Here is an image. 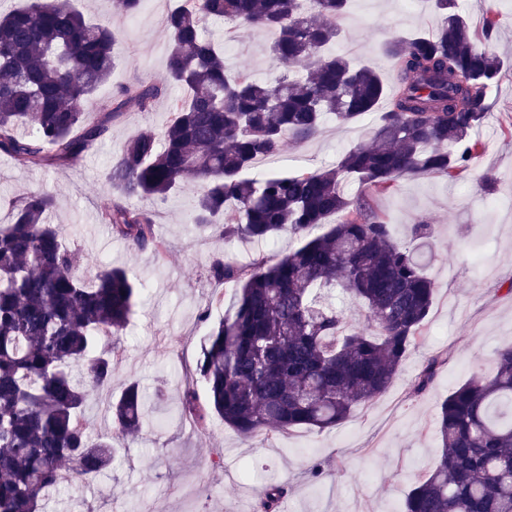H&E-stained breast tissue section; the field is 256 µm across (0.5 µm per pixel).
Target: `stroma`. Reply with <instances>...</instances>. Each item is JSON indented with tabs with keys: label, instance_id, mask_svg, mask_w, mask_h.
Returning <instances> with one entry per match:
<instances>
[{
	"label": "stroma",
	"instance_id": "35a3bbf8",
	"mask_svg": "<svg viewBox=\"0 0 512 512\" xmlns=\"http://www.w3.org/2000/svg\"><path fill=\"white\" fill-rule=\"evenodd\" d=\"M472 23L486 9L496 10L501 24L494 46L512 57V0H462ZM174 0H144L132 17L113 11L112 0H82L86 16L110 18L120 31L114 47L117 65L99 88L95 102L104 104L124 85L154 83L165 75L168 41L164 18ZM440 24L429 0H352L342 20L344 37L335 51L380 67L393 79L382 46L393 38L430 34ZM205 39L225 43L231 66L255 78L270 75L265 47L268 33L228 32L224 23L207 21ZM170 87L152 111H126L108 137L83 158L63 168H25L0 155V222L26 193L57 194L51 221L63 225L69 242L83 256L80 269L93 276L97 266L127 267L144 279L143 297L118 343L112 384L93 391L83 418L92 436L112 429L107 411L130 380L146 392L164 386V413L145 423L139 436L120 439L109 468L91 482L60 483L45 512H253L255 495L269 481L286 480L292 490L279 512H399L418 476L430 472L440 456L436 434L439 403L472 374L491 376L497 351L512 345V70L503 72L492 91L490 117L480 132L484 152L458 180L404 178L394 190L376 195L374 203L391 226L393 239L410 240L411 225H435L437 236L425 249L426 275L436 293L424 340L407 358L389 389L357 410L347 422L324 432L297 428L245 439L212 418L206 432H196L176 412L185 389L186 371L195 369L210 323L218 322L232 303L233 284L222 287L223 304L213 303L214 283L207 277L213 258L246 263L257 255L276 257L294 250L297 236L284 232L273 243L256 246L224 241L190 222L195 188L167 201H143L154 211L155 231L168 243L169 257L159 262L152 251L132 250L99 221L100 212L117 201L106 174L124 142L137 131H161L169 120ZM372 117L350 125L327 122L314 140L287 144L278 171H313L331 166L347 148L367 141ZM490 175L494 184L478 193L476 180ZM209 312V322L199 316ZM439 352L447 365L422 395L412 393L416 374ZM327 472L311 483L308 465Z\"/></svg>",
	"mask_w": 512,
	"mask_h": 512
}]
</instances>
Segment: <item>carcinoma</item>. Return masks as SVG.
Wrapping results in <instances>:
<instances>
[{"label":"carcinoma","instance_id":"cac0c4a2","mask_svg":"<svg viewBox=\"0 0 512 512\" xmlns=\"http://www.w3.org/2000/svg\"><path fill=\"white\" fill-rule=\"evenodd\" d=\"M433 3L443 17L434 34L387 44L390 86L329 51L349 0H177L165 20L166 81L121 88L91 120L115 66L111 22L85 19L71 0L0 12V154L22 167L74 164L124 112L151 111L177 84L186 96L172 101L162 131L132 135L110 167L119 200L102 223L162 260L168 246L152 213L122 200L165 201L194 184L196 226L226 240L301 238L281 258L210 263V280L234 284L236 296L201 346L205 399L189 386L178 406L199 430L213 416L244 438L334 428L385 393L419 345L435 299L420 250L434 225H413L409 245L394 242L366 190L388 191L404 177L453 182L469 171L505 66L493 44L498 12L485 11L478 32L458 0ZM208 18L274 32L268 56L279 72L259 80L231 69L226 48L201 35ZM371 113L370 139L335 165L244 177L286 143L316 137L327 120L348 125ZM349 182L360 187L354 196ZM55 201L50 191L30 192L0 224V512H39L65 465L81 480L100 475L114 441L138 433L164 404L163 392L150 405L130 381L111 405L112 434L88 436L87 384H112L115 341L143 283L105 266L86 284L78 252L50 222ZM338 292L365 312L366 326L336 308ZM443 363L428 362L413 394L428 390ZM438 433L440 459L416 479L403 512H512V347L498 352L491 377L475 374L440 402ZM289 493L286 482L264 487L253 512H279Z\"/></svg>","mask_w":512,"mask_h":512}]
</instances>
